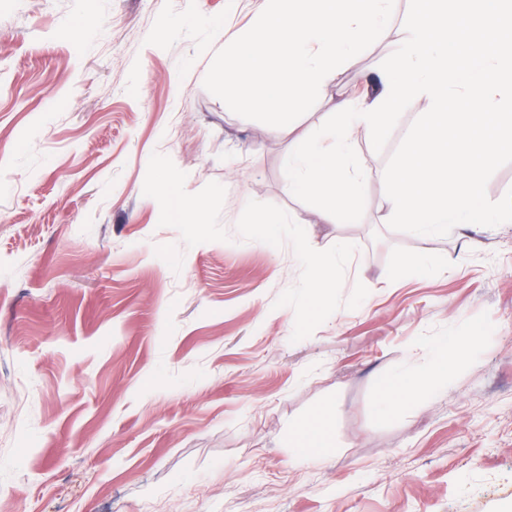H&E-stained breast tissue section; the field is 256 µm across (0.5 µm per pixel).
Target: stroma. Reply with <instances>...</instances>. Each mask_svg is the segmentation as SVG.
Masks as SVG:
<instances>
[{"instance_id":"35a3bbf8","label":"stroma","mask_w":512,"mask_h":512,"mask_svg":"<svg viewBox=\"0 0 512 512\" xmlns=\"http://www.w3.org/2000/svg\"><path fill=\"white\" fill-rule=\"evenodd\" d=\"M265 0H0V512H512V223L422 238L288 193V135L203 86ZM409 0L298 118L356 97ZM163 170L209 215L163 220ZM284 216L267 244L242 206ZM347 247L324 310L301 249ZM422 276L391 278L406 257ZM447 390L375 403L431 343L466 339ZM332 439L299 460V430Z\"/></svg>"}]
</instances>
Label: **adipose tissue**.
<instances>
[{"instance_id": "adipose-tissue-1", "label": "adipose tissue", "mask_w": 512, "mask_h": 512, "mask_svg": "<svg viewBox=\"0 0 512 512\" xmlns=\"http://www.w3.org/2000/svg\"><path fill=\"white\" fill-rule=\"evenodd\" d=\"M457 345L455 337H442L431 347L424 372L399 370L388 375L377 411L387 414L409 395L424 398L434 390L446 388L460 366Z\"/></svg>"}]
</instances>
